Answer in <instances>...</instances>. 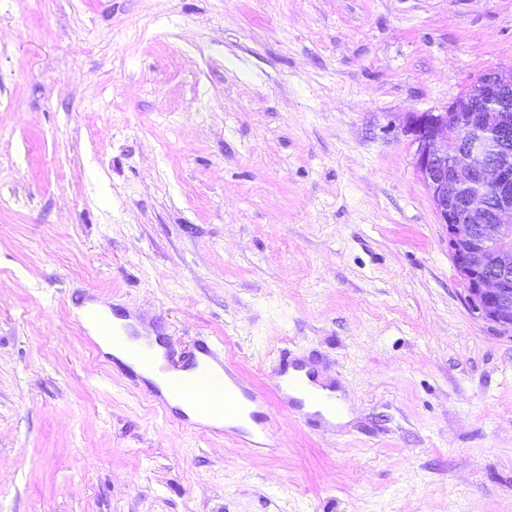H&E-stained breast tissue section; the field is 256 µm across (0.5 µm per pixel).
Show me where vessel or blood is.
Masks as SVG:
<instances>
[{
	"mask_svg": "<svg viewBox=\"0 0 512 512\" xmlns=\"http://www.w3.org/2000/svg\"><path fill=\"white\" fill-rule=\"evenodd\" d=\"M98 325L103 341L127 352L140 370L161 379V386L150 389L153 397L187 404L199 416L219 424L221 433L240 434L245 442L270 438L273 421L265 396L232 373L218 343H201L192 361L175 369L168 354L155 351L150 329L134 322L116 326L103 318ZM289 367L288 360H281L276 374L275 391L283 406L305 402L331 415L339 412L338 399L323 392L322 382L309 374L290 372Z\"/></svg>",
	"mask_w": 512,
	"mask_h": 512,
	"instance_id": "1",
	"label": "vessel or blood"
}]
</instances>
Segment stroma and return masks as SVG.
Listing matches in <instances>:
<instances>
[{"instance_id": "stroma-1", "label": "stroma", "mask_w": 512, "mask_h": 512, "mask_svg": "<svg viewBox=\"0 0 512 512\" xmlns=\"http://www.w3.org/2000/svg\"><path fill=\"white\" fill-rule=\"evenodd\" d=\"M498 67L512 0H0V512H512V336L405 131ZM92 301L222 342L272 440L161 409ZM289 367L295 370H302L305 366L299 363L289 364L288 355H282L274 386L280 403L287 408H291L295 403L307 402L324 410L331 416H336V413L340 410V403L336 395L326 394L320 390L332 388L319 382L309 371L305 375L301 373L289 374ZM321 410H318V413L322 415Z\"/></svg>"}]
</instances>
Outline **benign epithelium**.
<instances>
[{"instance_id": "obj_1", "label": "benign epithelium", "mask_w": 512, "mask_h": 512, "mask_svg": "<svg viewBox=\"0 0 512 512\" xmlns=\"http://www.w3.org/2000/svg\"><path fill=\"white\" fill-rule=\"evenodd\" d=\"M416 169L470 310L512 334V68L487 71L440 112L413 113Z\"/></svg>"}]
</instances>
